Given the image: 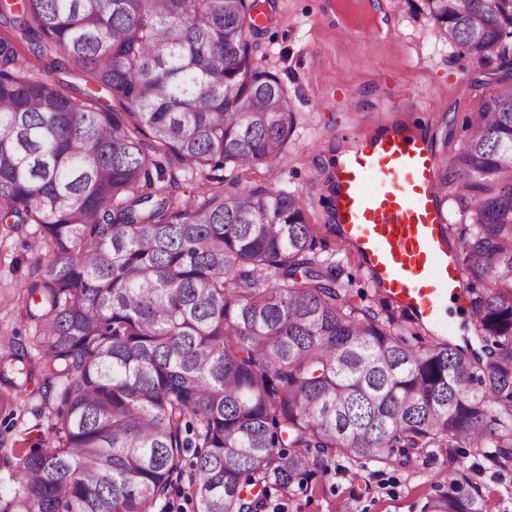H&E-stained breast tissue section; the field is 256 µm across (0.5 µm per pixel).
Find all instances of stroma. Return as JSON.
<instances>
[{"label":"stroma","instance_id":"obj_1","mask_svg":"<svg viewBox=\"0 0 512 512\" xmlns=\"http://www.w3.org/2000/svg\"><path fill=\"white\" fill-rule=\"evenodd\" d=\"M326 0H274L273 18L253 37L255 62L283 82L295 113V128L277 177L264 168L245 172L240 187L287 189L308 199L317 224L320 257L349 285L350 300L377 306V293L361 253L336 231L327 210L329 186L316 178L334 173L337 146L355 148L374 134L381 116L398 122L420 116L434 149L458 150L467 125L489 92L512 89V67L477 63L440 37L420 0H386V36L367 39L361 50L345 41L341 27L325 16ZM52 261L35 225L0 235V340L30 344L33 327L17 316L13 297L31 273ZM42 380L0 400V441L13 444L36 425L51 436L57 404L45 401ZM490 498L495 512H512V467L491 466L471 448L427 449L415 463L393 456L387 463L358 464L344 456L328 463L325 477H310L272 492L264 512H422L445 491L449 459Z\"/></svg>","mask_w":512,"mask_h":512}]
</instances>
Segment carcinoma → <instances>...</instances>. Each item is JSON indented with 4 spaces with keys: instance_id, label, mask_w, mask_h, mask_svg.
I'll use <instances>...</instances> for the list:
<instances>
[{
    "instance_id": "obj_1",
    "label": "carcinoma",
    "mask_w": 512,
    "mask_h": 512,
    "mask_svg": "<svg viewBox=\"0 0 512 512\" xmlns=\"http://www.w3.org/2000/svg\"><path fill=\"white\" fill-rule=\"evenodd\" d=\"M442 38L512 65V0H421ZM271 0H0V225L37 226L48 270L23 282L31 347L0 366L59 406L28 450L0 443V512H257L341 454L416 461L473 448L512 465V90L492 92L454 154L448 240L474 334L412 344L405 311L349 300L317 252L307 203L224 191L284 158L295 113L254 63ZM32 55L104 90L73 97ZM214 187L184 201L175 166ZM424 512H490L453 470Z\"/></svg>"
}]
</instances>
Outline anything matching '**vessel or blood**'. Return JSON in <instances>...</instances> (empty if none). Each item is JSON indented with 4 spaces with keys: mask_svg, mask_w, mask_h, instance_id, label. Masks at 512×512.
Segmentation results:
<instances>
[{
    "mask_svg": "<svg viewBox=\"0 0 512 512\" xmlns=\"http://www.w3.org/2000/svg\"><path fill=\"white\" fill-rule=\"evenodd\" d=\"M379 126L377 136L362 141L336 168V222L362 254L376 287L421 321L439 324L465 278L438 207L430 142L399 123L384 119ZM369 175L377 189H365Z\"/></svg>",
    "mask_w": 512,
    "mask_h": 512,
    "instance_id": "obj_1",
    "label": "vessel or blood"
}]
</instances>
